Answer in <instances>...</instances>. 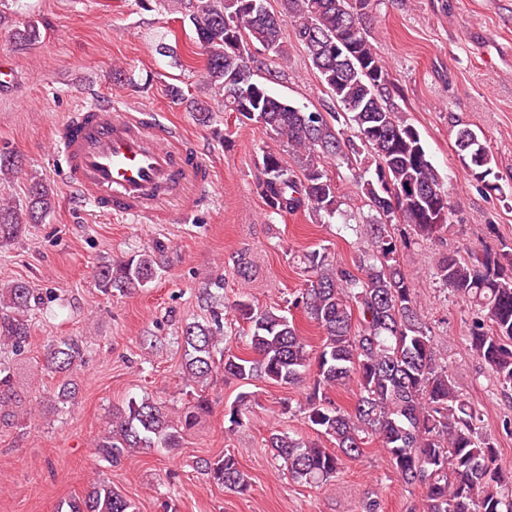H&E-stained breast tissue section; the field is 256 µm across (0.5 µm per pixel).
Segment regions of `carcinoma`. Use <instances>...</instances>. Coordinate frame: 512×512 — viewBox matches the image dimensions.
I'll list each match as a JSON object with an SVG mask.
<instances>
[{"mask_svg":"<svg viewBox=\"0 0 512 512\" xmlns=\"http://www.w3.org/2000/svg\"><path fill=\"white\" fill-rule=\"evenodd\" d=\"M169 2L194 29L197 54L205 60L202 78L217 101L215 107L201 99L190 101L196 121L207 126L213 112H232L272 132L294 156L299 176L274 150L263 151L256 162L257 191L270 212L283 216L303 211L332 220L341 201L329 167L358 161L366 153L375 169L360 190L365 205L379 215L369 224L342 225L370 245L357 254L356 270L336 264L325 247L303 255L312 279L291 305L321 330L318 352L308 350L294 320L279 310L237 300L231 311L248 325V352L224 346L223 313L214 310L211 320L182 329L186 381L204 383L221 371L244 383L294 385L311 374L305 419L318 435L334 441V449L271 433L266 446L283 460L292 479L324 485L377 438L400 480L423 489L422 512H512V490L507 487L512 473L499 466L496 443L482 433L478 411L458 393L448 364L440 361L416 288L400 261L401 241L391 231L395 220L409 225L418 237H437L448 231L457 205L444 190L418 130L389 102L390 74L363 26L370 0H288L295 37L325 91L342 106L344 118L307 112L275 98L266 83L253 79L257 60L242 51L247 44L288 60L284 18L271 10L270 0ZM9 37L23 49L38 41L39 27L34 22L16 24ZM340 121L353 127L354 135L336 127ZM477 138L469 127L458 128V155L468 175L495 191L499 186L489 180L494 157ZM22 172V155L0 148V183ZM52 205L51 189L37 178L24 205L0 201V246L17 240L25 225L42 221ZM155 252L147 247L126 260L99 266L97 287L105 295L148 287L158 277ZM433 275L474 309L470 349L502 387L512 388V248L467 260L445 253L436 260ZM42 301L26 281L0 286L1 347L24 354L30 312ZM84 352L82 337L62 338L48 348L45 368L65 377L83 361ZM352 385L354 402L345 409L330 391ZM77 393V386L65 379L54 400L65 406ZM247 402L243 393L230 408V427L243 424ZM209 411V400L199 395L177 425L154 399H132L112 411L95 451L112 464L131 449L176 448L182 433ZM32 415V408L23 406L13 367L0 362V423ZM206 470L230 492L243 495L250 487L232 454L207 464ZM56 512H136V507L112 486L100 484L82 498L60 503Z\"/></svg>","mask_w":512,"mask_h":512,"instance_id":"obj_1","label":"carcinoma"}]
</instances>
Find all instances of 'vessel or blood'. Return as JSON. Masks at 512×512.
<instances>
[{
  "mask_svg": "<svg viewBox=\"0 0 512 512\" xmlns=\"http://www.w3.org/2000/svg\"><path fill=\"white\" fill-rule=\"evenodd\" d=\"M52 136L72 198L116 219L171 223L175 214L194 211L196 190L212 181L180 125L106 98L68 112Z\"/></svg>",
  "mask_w": 512,
  "mask_h": 512,
  "instance_id": "vessel-or-blood-1",
  "label": "vessel or blood"
}]
</instances>
